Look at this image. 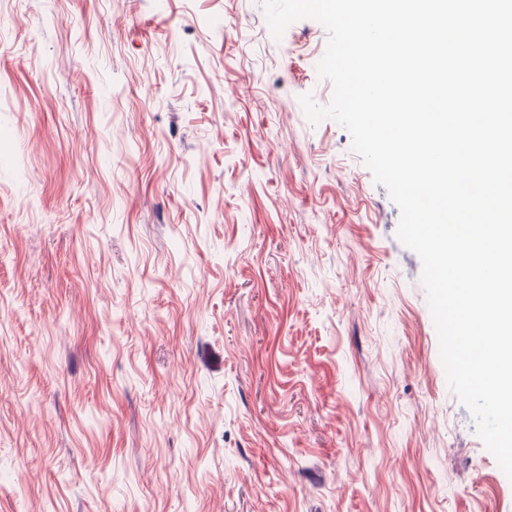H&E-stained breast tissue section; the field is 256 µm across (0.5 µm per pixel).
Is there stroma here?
<instances>
[{"label": "stroma", "instance_id": "obj_1", "mask_svg": "<svg viewBox=\"0 0 512 512\" xmlns=\"http://www.w3.org/2000/svg\"><path fill=\"white\" fill-rule=\"evenodd\" d=\"M327 39L0 0V512H512Z\"/></svg>", "mask_w": 512, "mask_h": 512}]
</instances>
